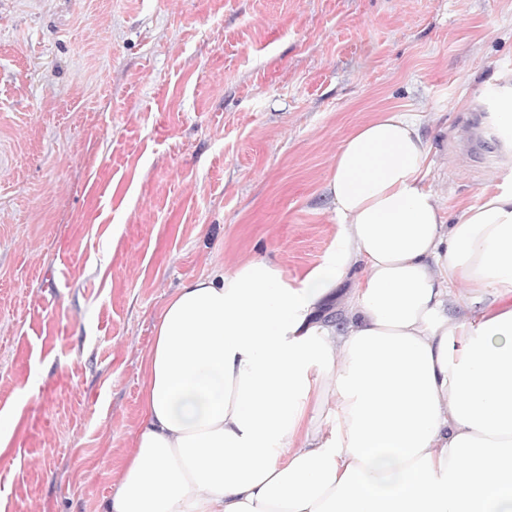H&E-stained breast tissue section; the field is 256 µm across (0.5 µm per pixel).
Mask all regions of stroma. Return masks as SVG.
Masks as SVG:
<instances>
[{
	"mask_svg": "<svg viewBox=\"0 0 512 512\" xmlns=\"http://www.w3.org/2000/svg\"><path fill=\"white\" fill-rule=\"evenodd\" d=\"M510 72L512 0H0V512H98L168 298L318 265L357 125L426 113L453 213L511 172ZM494 89L488 99V105L492 110L493 117L497 124L508 121L512 126V77L495 75Z\"/></svg>",
	"mask_w": 512,
	"mask_h": 512,
	"instance_id": "35a3bbf8",
	"label": "stroma"
}]
</instances>
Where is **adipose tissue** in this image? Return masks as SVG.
<instances>
[{
    "mask_svg": "<svg viewBox=\"0 0 512 512\" xmlns=\"http://www.w3.org/2000/svg\"><path fill=\"white\" fill-rule=\"evenodd\" d=\"M424 122L385 110L343 141L320 264L170 296L99 512H512V182L449 213Z\"/></svg>",
    "mask_w": 512,
    "mask_h": 512,
    "instance_id": "1",
    "label": "adipose tissue"
}]
</instances>
